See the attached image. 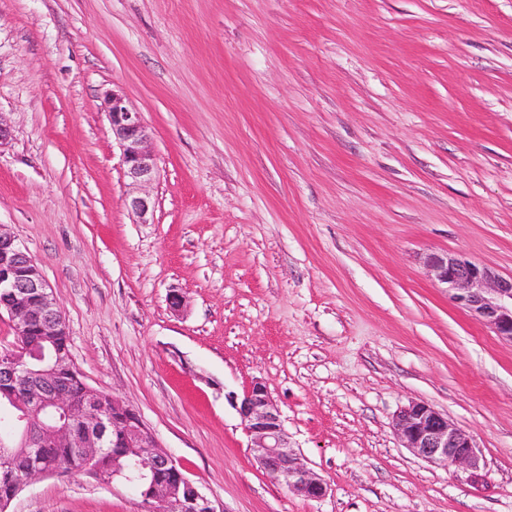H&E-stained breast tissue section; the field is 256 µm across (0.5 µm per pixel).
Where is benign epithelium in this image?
I'll use <instances>...</instances> for the list:
<instances>
[{"label":"benign epithelium","instance_id":"obj_1","mask_svg":"<svg viewBox=\"0 0 512 512\" xmlns=\"http://www.w3.org/2000/svg\"><path fill=\"white\" fill-rule=\"evenodd\" d=\"M104 108L112 138L122 152L124 176L134 189L125 205L139 223L150 224L155 202L146 187L158 172L151 130L142 113L116 91L106 93ZM426 266L446 285L452 302L512 342V276L502 277L484 265L449 253L428 255ZM1 294L6 295V301L0 303V310L11 318L17 340L0 350V412L12 415L18 429L12 439L0 440V460L8 461L15 446L28 449L31 459L30 469L17 482V491L47 475L42 449L75 442L90 462L108 446L120 449L112 454V477L102 480L104 484L126 477L127 467L120 460L133 455L147 512H219L185 476L177 460L162 449L133 406L115 396L110 406L100 410L72 400L66 379L73 368L71 355L50 356L45 347L46 337L69 335L65 317L38 264L3 225ZM31 336L39 340L32 342ZM230 399L249 437L256 465L291 494L307 500L323 498L327 484L292 445L281 409L265 382L256 379L242 395L233 394ZM32 413L42 415L36 426L29 421ZM74 418L86 426L79 441L73 438L70 426ZM393 428L403 446L427 462L444 468H479L481 457L472 437L426 402L411 401L402 407ZM157 470L168 471L175 481L157 484Z\"/></svg>","mask_w":512,"mask_h":512}]
</instances>
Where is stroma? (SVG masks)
<instances>
[{
    "instance_id": "35a3bbf8",
    "label": "stroma",
    "mask_w": 512,
    "mask_h": 512,
    "mask_svg": "<svg viewBox=\"0 0 512 512\" xmlns=\"http://www.w3.org/2000/svg\"><path fill=\"white\" fill-rule=\"evenodd\" d=\"M109 90L152 132L150 224L124 204ZM0 117V224L76 368L216 506L512 512V343L425 264L512 275V0H0ZM256 378L323 499L255 465L226 395ZM412 401L472 436L477 472L400 444ZM8 512L144 508L72 474Z\"/></svg>"
}]
</instances>
